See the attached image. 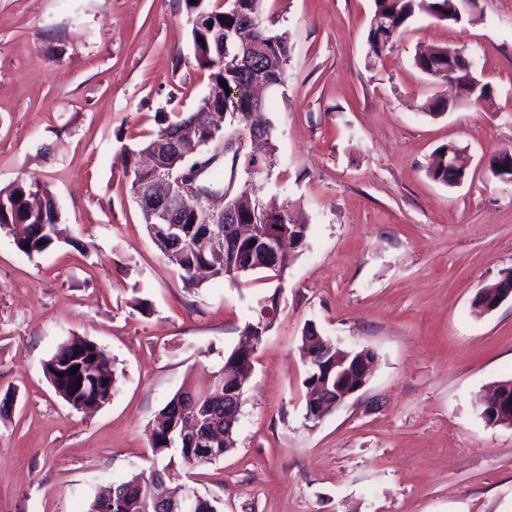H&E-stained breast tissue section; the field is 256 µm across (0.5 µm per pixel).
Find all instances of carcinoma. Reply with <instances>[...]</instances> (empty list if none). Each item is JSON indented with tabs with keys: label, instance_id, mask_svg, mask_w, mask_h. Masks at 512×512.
<instances>
[{
	"label": "carcinoma",
	"instance_id": "1",
	"mask_svg": "<svg viewBox=\"0 0 512 512\" xmlns=\"http://www.w3.org/2000/svg\"><path fill=\"white\" fill-rule=\"evenodd\" d=\"M263 0H237L234 4L211 3L209 0H185L189 17L196 20L191 27V38L194 58L198 66L208 71L210 83L220 85L224 80L228 84L229 93L221 96L201 99L192 112L180 114L176 120L155 134H146L138 143V148L148 147L152 140L166 135L174 128L186 122H195L201 126L202 134L211 136L209 114L222 113L229 125H244L248 119H256L269 129L261 146L262 159L270 166L275 165L274 144L272 142V125L266 117L263 102L255 100L250 92V83L258 79L279 81L288 62L290 47L288 36L277 33L268 24L264 15ZM454 0H374V13L367 33L368 55H379L392 46L403 33L409 23L419 15H426L440 21L460 23L463 17L453 11ZM261 20L260 29L253 38L260 41L262 51L248 60L234 54L233 48L219 52L215 48L209 31L215 26L224 28V36L230 38L240 30L248 18ZM447 47H434L429 53H418L414 56L415 66L429 74L434 80L448 79ZM448 146L438 149L435 159L428 170V176L435 182L454 188L458 182L448 181V158L445 152ZM53 198L48 189L36 179L20 181L9 188L0 189V228L13 224H24L27 232L23 238L15 242L17 249L27 255L40 254L59 241L57 225L42 221V214L50 212ZM30 248H25V245ZM264 245L242 241L240 247L225 254L203 256L193 250L183 254L174 266L189 288L196 286V269L209 267L211 277L231 280L228 270L243 263L249 256L257 263L263 261L261 252ZM49 362L66 370L79 367L74 375L56 384V392L62 397L81 399L86 393L94 392L105 401L115 391V375L105 373L109 369L110 357L105 349L95 342L76 337L65 343L49 359ZM186 393L198 398V409L185 414L177 409L175 400H170L156 416L152 432L151 447L157 454L170 451L168 442L179 436L175 426L185 421L208 419L221 427L218 438L206 442L209 448H232L236 444L235 433L238 420L224 418V390L214 384L203 389L189 387ZM152 477L139 474L114 484V487L125 492L124 512H144L142 502Z\"/></svg>",
	"mask_w": 512,
	"mask_h": 512
}]
</instances>
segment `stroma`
I'll use <instances>...</instances> for the list:
<instances>
[{
	"label": "stroma",
	"mask_w": 512,
	"mask_h": 512,
	"mask_svg": "<svg viewBox=\"0 0 512 512\" xmlns=\"http://www.w3.org/2000/svg\"><path fill=\"white\" fill-rule=\"evenodd\" d=\"M291 54L265 98L276 164L256 182L309 226L283 278L186 287L150 238L120 153L209 92L184 0H0V188L39 180L65 240L20 252L0 229V512H86L109 484L167 465L149 430L189 378L220 368L278 296L245 388L235 448L171 464L220 512H512V427L478 399L512 380V301L477 317L479 288L512 270V0L469 21L422 16L369 58L373 0H264ZM465 49L497 94L427 113L450 88L417 49ZM472 157L432 181L436 148ZM314 324L375 354L365 387L305 418L302 334ZM73 336L112 358L117 387L91 413L43 364Z\"/></svg>",
	"instance_id": "stroma-1"
}]
</instances>
